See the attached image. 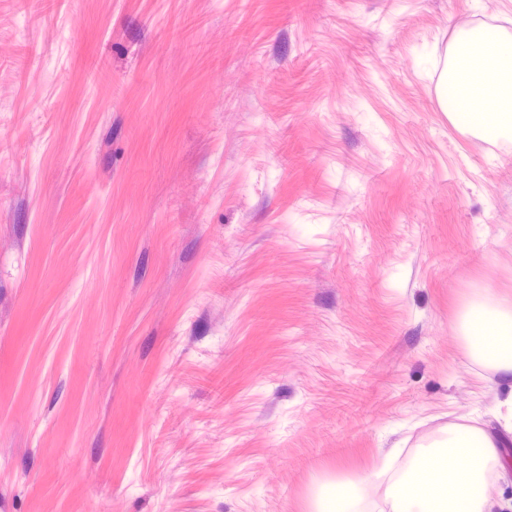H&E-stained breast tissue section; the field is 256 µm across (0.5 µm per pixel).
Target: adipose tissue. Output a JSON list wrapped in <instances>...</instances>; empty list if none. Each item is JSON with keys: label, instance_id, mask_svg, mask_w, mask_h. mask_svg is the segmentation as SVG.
<instances>
[{"label": "adipose tissue", "instance_id": "ef3b65f1", "mask_svg": "<svg viewBox=\"0 0 512 512\" xmlns=\"http://www.w3.org/2000/svg\"><path fill=\"white\" fill-rule=\"evenodd\" d=\"M458 76L442 86L450 98L449 119L464 132L512 144V44L486 35L480 49L454 60ZM467 352L501 378L512 381V310L497 297L468 315ZM493 438L478 425L462 423L448 432L443 448L421 449L386 488L390 512H491L486 476L498 466Z\"/></svg>", "mask_w": 512, "mask_h": 512}]
</instances>
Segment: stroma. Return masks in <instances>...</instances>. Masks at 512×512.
I'll return each mask as SVG.
<instances>
[{
	"instance_id": "obj_1",
	"label": "stroma",
	"mask_w": 512,
	"mask_h": 512,
	"mask_svg": "<svg viewBox=\"0 0 512 512\" xmlns=\"http://www.w3.org/2000/svg\"><path fill=\"white\" fill-rule=\"evenodd\" d=\"M512 0H0V512L381 498L512 389V153L439 105ZM468 315L464 340L471 360L500 374L512 386V310L491 295ZM359 483L353 480L335 481L327 495L316 503L315 512H361L366 511L364 500L357 495Z\"/></svg>"
}]
</instances>
